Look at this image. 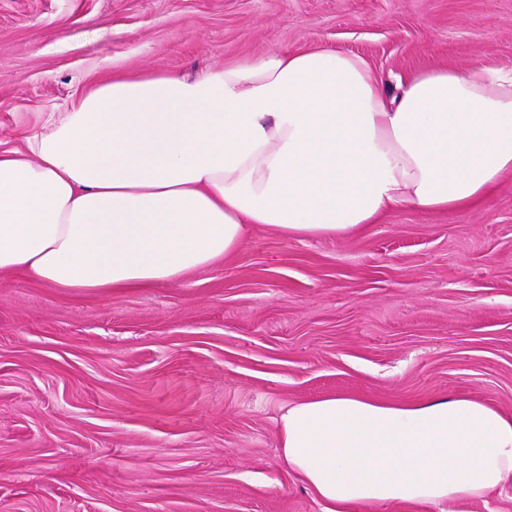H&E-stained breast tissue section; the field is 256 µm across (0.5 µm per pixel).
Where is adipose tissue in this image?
Masks as SVG:
<instances>
[{"label":"adipose tissue","mask_w":512,"mask_h":512,"mask_svg":"<svg viewBox=\"0 0 512 512\" xmlns=\"http://www.w3.org/2000/svg\"><path fill=\"white\" fill-rule=\"evenodd\" d=\"M512 172V70H425L388 97L360 56L273 52L195 77L116 74L0 150V271L104 293L180 280L256 225L351 235L474 208ZM278 446L326 512L481 499L512 414L461 394L289 403Z\"/></svg>","instance_id":"adipose-tissue-1"}]
</instances>
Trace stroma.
Wrapping results in <instances>:
<instances>
[{
  "mask_svg": "<svg viewBox=\"0 0 512 512\" xmlns=\"http://www.w3.org/2000/svg\"><path fill=\"white\" fill-rule=\"evenodd\" d=\"M323 47L392 93L420 70L512 69V0H0V146L115 70ZM330 394L512 414V176L476 208L345 237L258 226L150 288L0 271V512H325L277 419Z\"/></svg>",
  "mask_w": 512,
  "mask_h": 512,
  "instance_id": "obj_1",
  "label": "stroma"
}]
</instances>
